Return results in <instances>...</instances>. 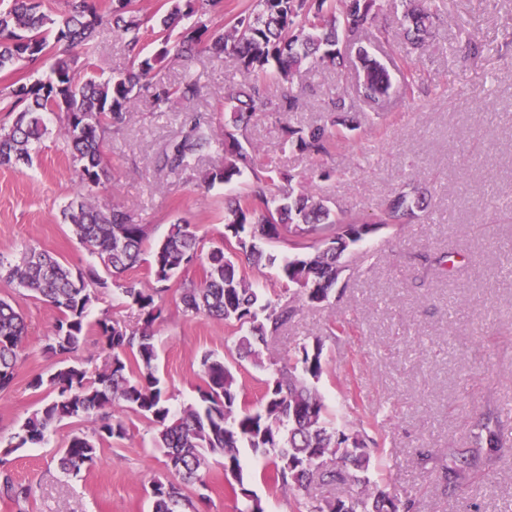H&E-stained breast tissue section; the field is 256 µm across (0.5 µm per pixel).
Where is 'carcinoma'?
Wrapping results in <instances>:
<instances>
[{
    "label": "carcinoma",
    "instance_id": "carcinoma-1",
    "mask_svg": "<svg viewBox=\"0 0 512 512\" xmlns=\"http://www.w3.org/2000/svg\"><path fill=\"white\" fill-rule=\"evenodd\" d=\"M404 2L399 30L410 49L420 50L438 19L435 0ZM165 4V14L156 19L142 14L136 0H110L103 7L66 0L62 8L54 0H12L9 8L0 10V72L18 62L38 64L61 46L81 49L79 56L57 58L47 78L9 86L7 111L16 117L12 125L0 126V165H32V146L49 134L44 114L59 112L60 134L71 148L75 174L89 190L110 180L103 140L121 128L138 96L150 97L158 109L174 98L191 102L199 96L195 78L176 87L147 83L148 74L171 50L185 59L198 49L218 62L229 57L252 77L249 92L224 95V111L229 113L224 121V164L202 175L208 188L251 176L250 190L224 207L223 239L232 249L217 246L206 251L190 225L179 223L170 225L166 236L154 243L147 225L131 213L102 208L82 197L62 209L63 222L73 226L77 238L110 274L120 276L145 262L154 286L141 288L133 279L122 288L143 315L141 328L129 330L107 317L96 322L108 353L101 371L91 376L78 364H66L46 379H33L34 387H48L53 397L23 422L17 443L1 450L0 459L6 460L17 448L42 443L55 424L83 417L94 420L97 428L72 436L59 465L66 473L89 470L97 463L100 444L127 436L120 413L131 408L154 424V445L164 449L172 475L152 482V512H196L184 488H207L211 458L222 459L224 480L232 494L243 499L239 512H264L261 500L246 486L242 448L266 459L269 469L263 478L276 487L308 495L320 491L312 495L311 512H417L413 498L402 500L383 488L365 490L373 467L365 429L338 428L316 388L324 373L322 339L295 348L286 362L266 355L269 338L288 325L296 308L262 294L239 267L241 257L253 266L276 263L286 288L293 287L298 297L320 304L336 287V242L354 244L375 230L376 225L363 223L360 214L336 210L313 191L295 190L292 174L257 167L248 126L255 117L297 111L306 88L294 86L296 75L319 67L346 69L350 56L343 46L361 33L368 32L378 41L387 39L389 28L376 24L385 0H254L251 11L225 30L212 25L220 0H165ZM185 19L190 24L179 32L172 49L170 35ZM106 21L120 32L131 58L126 73L108 79L88 71L95 34ZM152 21L159 28L160 47L145 54L141 41ZM460 52L472 59L482 54L483 44L475 32H467ZM356 58L361 63L360 96L379 101L390 88L387 69L362 48ZM272 79L283 86L279 96L268 89ZM326 111L328 126L282 123L283 144L320 156L342 137L332 127L357 129L343 90H337ZM189 120V133L171 142L163 154V167L171 171L189 166L213 147L202 117L194 113ZM424 205L425 194L417 188L411 194L396 193L379 210L378 223L407 224ZM275 239L288 241L291 253L279 258L265 252L262 244ZM195 265L202 266L203 279L181 289L183 311L191 317L237 324L243 334L236 344V359L261 368L266 378L260 397L250 401L224 361L205 353L200 359V403L175 413L157 376L155 324L170 283ZM0 280L25 289L61 314L44 347L53 356L73 352L84 335L87 312L96 299L90 287H108L96 270L74 271L50 253L35 249L24 252L14 264L0 260ZM25 330L20 312L0 298L1 394L14 383ZM505 452L498 417L489 412L475 423L468 447L448 448V465L441 475L445 490L453 493L473 473L502 460ZM0 494L17 502L28 497L29 488L5 475Z\"/></svg>",
    "mask_w": 512,
    "mask_h": 512
}]
</instances>
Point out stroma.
Here are the masks:
<instances>
[{
	"label": "stroma",
	"mask_w": 512,
	"mask_h": 512,
	"mask_svg": "<svg viewBox=\"0 0 512 512\" xmlns=\"http://www.w3.org/2000/svg\"><path fill=\"white\" fill-rule=\"evenodd\" d=\"M466 24L480 33V58H463L459 50ZM95 43V72L105 79L126 72L129 58L118 32L101 27ZM358 45L389 69L388 97L376 104L360 100L354 68L341 75L304 70L295 81L307 87L305 103L287 120H319L324 102L341 88L361 129L329 154L311 157L283 147L279 122L261 120L249 131L256 162L290 171L296 187L368 217L393 192L425 186L432 192L430 211L409 224L383 226L351 246L329 303L296 300L295 319L271 340L268 353L284 356L322 338L325 371L317 387L329 413L347 426L375 421L368 435L376 442L379 475L398 496L416 498L420 512H512V456L464 481L453 495H444L437 481L448 447H466L475 417L486 411L498 413L503 441L512 448V275L505 273L512 250V0H443L436 36L414 59L396 33L382 42L364 35ZM411 64L426 93L406 90L403 76ZM191 74L200 78L197 100L175 99L159 112L140 99L124 126L107 136L103 151L112 179L93 190L81 186L73 171L57 114H46L50 134L34 151L32 167L0 166V259L14 262L36 248L75 269L98 266L61 217L64 205L82 196L133 213L152 239L181 222L208 246L221 245L224 198L247 189L248 179L205 188L201 173L222 164L220 151L185 171L163 168L160 158L188 132L190 111L201 112L212 131L222 133L224 95L248 77L232 61L201 55L189 62L168 58L148 80L175 86ZM321 167L334 170V177L314 179ZM447 250L456 254L455 270L445 276L426 270L421 254ZM0 297L12 300L27 325L16 381L0 394L1 449L47 400V388H34L31 380L59 367L58 358L43 351L59 313L5 282ZM162 307L158 369L176 412L198 399L201 356L211 352L231 360L238 333L218 320L186 317L178 289H170ZM105 315L131 329L142 324L118 280L97 289L87 331L71 355L91 372L104 364L95 323ZM121 416L127 438L103 443L97 464L80 474L62 473L58 458L72 434L92 432L89 419L62 421L41 445L13 452L9 474L31 495L19 506L0 498V512H151V483L169 476L164 451L154 445L148 418L132 409ZM422 448L432 453L424 465L415 458ZM264 467V459L248 457L249 487L265 512H308L309 497L270 486ZM207 484L203 491L187 489L199 512H236L220 464L211 463Z\"/></svg>",
	"instance_id": "1"
}]
</instances>
